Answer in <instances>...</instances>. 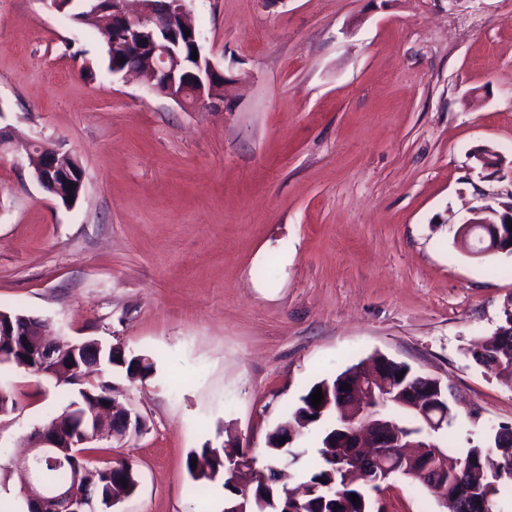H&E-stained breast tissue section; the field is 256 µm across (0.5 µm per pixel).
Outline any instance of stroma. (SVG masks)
Segmentation results:
<instances>
[{"instance_id": "1", "label": "stroma", "mask_w": 512, "mask_h": 512, "mask_svg": "<svg viewBox=\"0 0 512 512\" xmlns=\"http://www.w3.org/2000/svg\"><path fill=\"white\" fill-rule=\"evenodd\" d=\"M204 55L235 79L193 111L112 76L106 38L44 0H0V310L155 358L112 381L146 420L109 451L135 469L117 512H224L186 468L204 443L264 460L318 380L381 354L448 388L454 445L512 426V383L472 353L512 308V254L455 239L512 193V0H187ZM85 173L71 206L21 147ZM494 147V172L472 155ZM17 409L0 460L67 391L0 367ZM390 512H439L395 478Z\"/></svg>"}]
</instances>
